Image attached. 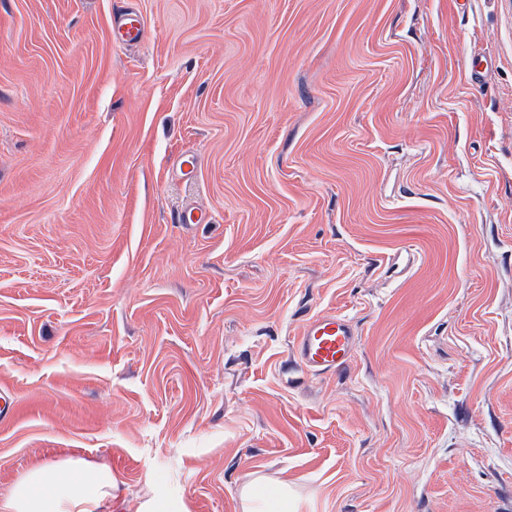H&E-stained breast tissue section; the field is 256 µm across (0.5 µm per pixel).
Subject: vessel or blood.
Segmentation results:
<instances>
[{
    "instance_id": "b4317fda",
    "label": "vessel or blood",
    "mask_w": 512,
    "mask_h": 512,
    "mask_svg": "<svg viewBox=\"0 0 512 512\" xmlns=\"http://www.w3.org/2000/svg\"><path fill=\"white\" fill-rule=\"evenodd\" d=\"M112 33L115 41L121 44L140 42L143 30L137 14L128 11L118 17ZM356 343V333L347 318L323 315L303 326L295 341V351L307 371L325 373L343 366Z\"/></svg>"
}]
</instances>
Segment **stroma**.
<instances>
[{"label":"stroma","instance_id":"obj_1","mask_svg":"<svg viewBox=\"0 0 512 512\" xmlns=\"http://www.w3.org/2000/svg\"><path fill=\"white\" fill-rule=\"evenodd\" d=\"M1 398L0 494L512 512V0H0ZM112 33L115 41L120 44L140 42L143 30L137 14L134 11H127L118 17L113 25ZM350 321L341 315H323L301 329L295 341L300 364L309 372L325 373L343 366L357 339ZM119 479L107 465L79 457L45 460L0 495L1 512H103ZM243 512H292L287 485H274L260 477H248L241 487Z\"/></svg>","mask_w":512,"mask_h":512}]
</instances>
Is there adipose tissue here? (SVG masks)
<instances>
[{"mask_svg":"<svg viewBox=\"0 0 512 512\" xmlns=\"http://www.w3.org/2000/svg\"><path fill=\"white\" fill-rule=\"evenodd\" d=\"M119 479L111 467L79 457L46 460L0 495V512H104ZM243 512H293L287 486L259 477L241 487Z\"/></svg>","mask_w":512,"mask_h":512,"instance_id":"1","label":"adipose tissue"}]
</instances>
